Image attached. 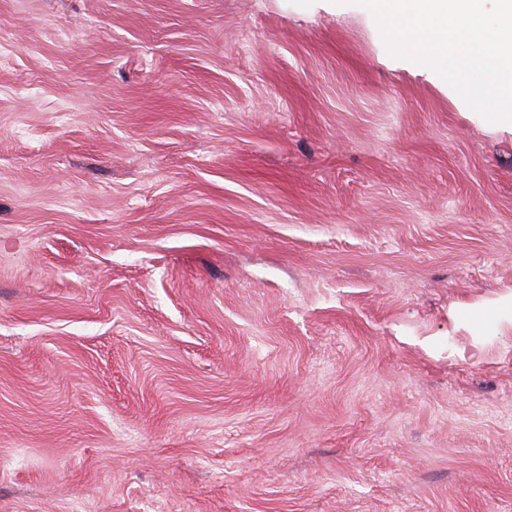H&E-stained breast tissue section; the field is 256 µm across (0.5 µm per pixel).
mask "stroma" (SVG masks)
<instances>
[{
	"instance_id": "1",
	"label": "stroma",
	"mask_w": 512,
	"mask_h": 512,
	"mask_svg": "<svg viewBox=\"0 0 512 512\" xmlns=\"http://www.w3.org/2000/svg\"><path fill=\"white\" fill-rule=\"evenodd\" d=\"M511 303L354 0H0V512H512Z\"/></svg>"
}]
</instances>
